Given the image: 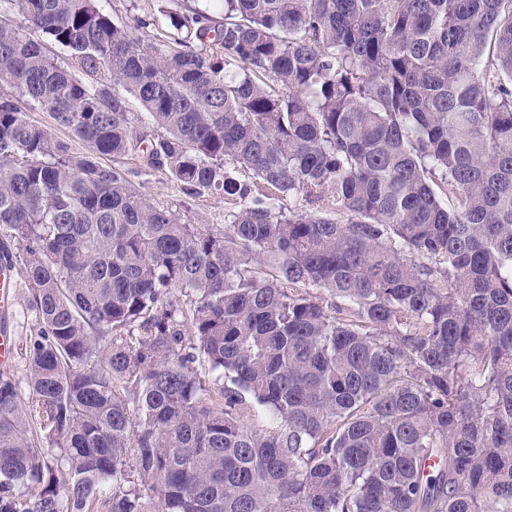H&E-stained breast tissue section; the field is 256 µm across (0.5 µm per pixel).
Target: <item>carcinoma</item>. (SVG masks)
Instances as JSON below:
<instances>
[{
  "label": "carcinoma",
  "instance_id": "cac0c4a2",
  "mask_svg": "<svg viewBox=\"0 0 512 512\" xmlns=\"http://www.w3.org/2000/svg\"><path fill=\"white\" fill-rule=\"evenodd\" d=\"M205 2L0 0V512H512V0ZM161 0H108L103 1L102 5L105 9L112 13L114 20L128 22L134 15L139 16H155L159 19L158 30L164 28V24L160 19L159 8ZM21 110L23 112H26L28 118L35 124L40 125L50 131L54 137H56L59 140L65 141L69 144H71L72 148L74 149H82L83 145L77 141L74 140L69 133L68 130L58 126L53 118L51 117L50 113L48 112H42L39 109L32 110L30 106L26 102H21ZM121 169L151 199L172 205L187 202L191 209L189 214L198 224L224 225V215L235 206V201L218 195L188 196L184 185L172 181L160 168L147 167L136 155L122 160ZM26 295V288L23 284L19 285L18 281L17 288L14 289L11 280L4 279L0 274V311L5 312L13 306L15 300L13 308L5 315L0 316L1 327L3 326L11 335L7 331H0V368L12 364L16 344L18 354L15 352V362L12 367L19 379H22L24 375L20 352L25 336L29 333L28 325L33 319V314L26 309Z\"/></svg>",
  "mask_w": 512,
  "mask_h": 512
}]
</instances>
